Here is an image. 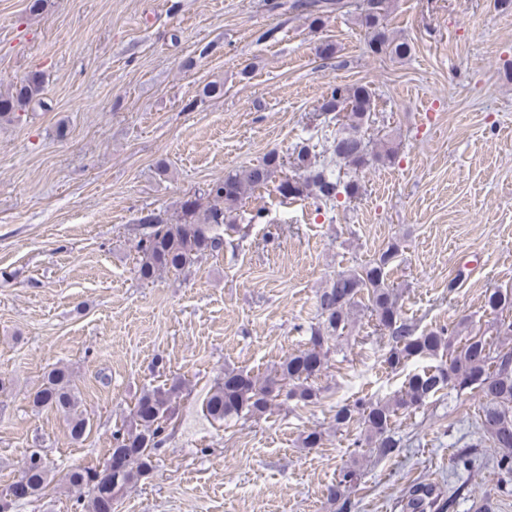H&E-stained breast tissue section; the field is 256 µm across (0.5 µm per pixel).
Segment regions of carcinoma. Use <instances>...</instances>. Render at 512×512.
Segmentation results:
<instances>
[{
    "label": "carcinoma",
    "mask_w": 512,
    "mask_h": 512,
    "mask_svg": "<svg viewBox=\"0 0 512 512\" xmlns=\"http://www.w3.org/2000/svg\"><path fill=\"white\" fill-rule=\"evenodd\" d=\"M292 7L306 14L311 24L322 25L333 12L349 7L346 0H294ZM392 0H358V20L368 33L371 53L404 59L411 55L410 43L394 34L386 24ZM44 80L31 74L23 83L0 92V120L19 121L40 102ZM373 93L365 85L339 84L330 88L319 106L320 116L330 121L346 112V123L325 149L329 158L318 161L315 146L305 139L284 157L268 152L262 162L245 172L229 173L214 180L197 195L179 202L171 213L150 212L139 219L138 275L151 280L161 271L181 274L206 255L224 249L219 230H232V213L249 193L264 188L288 166L294 177L282 180L277 190L284 197L311 198L317 205H335L339 195L351 201L360 195L358 175L380 162L397 156L398 144L382 139L373 144L365 139L363 126L370 120ZM399 255L392 243L372 262L341 272L318 295L320 321L310 327L307 347L285 357L278 368L259 381L241 371H226L214 380L202 401L205 418L261 416L288 401L310 404L318 401L316 380L327 364L328 342L342 337L348 329L350 313L367 300L366 309L375 316L379 330L391 339L385 354L393 370L415 357L439 360L434 366L411 375L392 398L378 401L358 398L336 407V428L356 423L363 426L367 440L381 457H391L401 448L392 434L394 418L424 408L445 389L476 392L481 397L477 424L482 435L498 449L497 468L512 475V350H502L482 336H469L454 346V331L443 327L420 333L399 312V293L387 282V270ZM486 310L499 314L512 309V290L496 289L485 299ZM181 384L145 391L130 415L112 430V453L102 470L73 468L65 476L67 484L79 492L83 512H107L124 492L136 486L155 468V451L171 436L169 426L175 416L174 400ZM37 409L63 414L70 437L81 442L91 430L90 419L81 410V398L67 371L58 369L47 376L32 400ZM49 470L43 457L30 453L23 476L28 497L39 496L47 487ZM357 480L352 466L340 470L339 481L328 490V501L336 512H351L352 503L341 488ZM434 487L415 481L401 495L402 512H425L437 503Z\"/></svg>",
    "instance_id": "obj_1"
}]
</instances>
